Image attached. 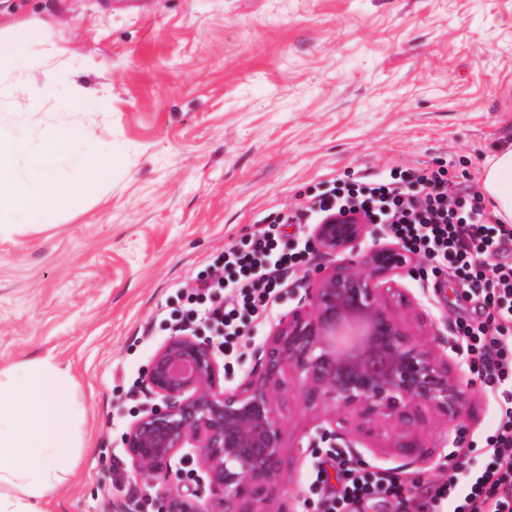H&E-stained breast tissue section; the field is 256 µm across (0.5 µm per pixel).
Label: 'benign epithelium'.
Listing matches in <instances>:
<instances>
[{
	"label": "benign epithelium",
	"instance_id": "obj_1",
	"mask_svg": "<svg viewBox=\"0 0 512 512\" xmlns=\"http://www.w3.org/2000/svg\"><path fill=\"white\" fill-rule=\"evenodd\" d=\"M310 235L319 251L340 260L279 318L256 368L236 387L224 388L215 348L197 333H175L156 351L142 381L150 402L123 443L134 474L151 489L160 481L163 488L132 507L269 512L288 371L308 407L346 413L315 424L308 447L343 446L360 463L356 445L370 447L385 423H397L394 447L418 457L420 408L452 424L463 417L470 396L449 373L445 353L457 345L434 329L420 332L417 301L391 278L406 263L405 249L380 242L361 215L329 217ZM369 238L372 245L363 247Z\"/></svg>",
	"mask_w": 512,
	"mask_h": 512
}]
</instances>
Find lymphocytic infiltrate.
Here are the masks:
<instances>
[{
	"mask_svg": "<svg viewBox=\"0 0 512 512\" xmlns=\"http://www.w3.org/2000/svg\"><path fill=\"white\" fill-rule=\"evenodd\" d=\"M346 212L362 213L385 225L403 248L423 254L458 277L466 297L484 310L471 322L458 321V336L472 366L495 387L499 424L488 461L467 476L450 475L419 512H512V224L479 206L471 185L453 182L442 170L390 171L388 176L330 189L282 215L285 224H318ZM302 252L282 245L275 225L257 230L225 250L223 273L199 278L198 288L213 299L203 320L231 348L249 320L266 311L282 277L300 264ZM326 468H319L311 493L316 512H354L368 498L397 499L402 512L410 501L396 476L349 469L339 491L325 490Z\"/></svg>",
	"mask_w": 512,
	"mask_h": 512,
	"instance_id": "obj_1",
	"label": "lymphocytic infiltrate"
}]
</instances>
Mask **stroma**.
<instances>
[{
  "label": "stroma",
  "mask_w": 512,
  "mask_h": 512,
  "mask_svg": "<svg viewBox=\"0 0 512 512\" xmlns=\"http://www.w3.org/2000/svg\"><path fill=\"white\" fill-rule=\"evenodd\" d=\"M108 0H0V36L26 24L28 55L0 62V148L42 149L51 127L78 136L56 161L75 187L76 156L111 155L97 195L46 207L38 228L0 239V366L52 357L75 381L85 446L64 512H113L145 490L122 438L147 398L141 383L185 282L227 244L295 210L333 178L444 167L479 186L512 140V0H150L152 18ZM400 281L446 337L462 300L414 255ZM332 257L311 251L222 358L224 385L253 369L276 317ZM448 367L472 401L460 427L422 408L426 463L362 449L369 472L397 475L423 502L455 460L478 469L499 413L465 350ZM282 462L271 512H302L320 460L318 414L296 394L278 413Z\"/></svg>",
  "instance_id": "obj_1"
}]
</instances>
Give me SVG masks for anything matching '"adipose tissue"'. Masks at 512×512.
Here are the masks:
<instances>
[{
  "mask_svg": "<svg viewBox=\"0 0 512 512\" xmlns=\"http://www.w3.org/2000/svg\"><path fill=\"white\" fill-rule=\"evenodd\" d=\"M73 134L65 124L48 130L47 147L22 169L0 157V236L37 225L45 197L57 209L70 206L54 154ZM481 191L497 216L512 220V141L485 167ZM82 421L73 379L52 359L0 368V512H62L59 489L74 466Z\"/></svg>",
  "mask_w": 512,
  "mask_h": 512,
  "instance_id": "ef3b65f1",
  "label": "adipose tissue"
}]
</instances>
